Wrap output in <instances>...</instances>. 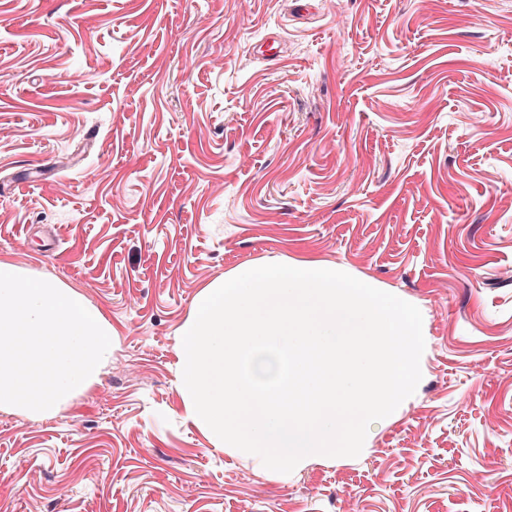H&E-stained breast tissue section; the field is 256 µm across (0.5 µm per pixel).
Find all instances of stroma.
Here are the masks:
<instances>
[{
	"mask_svg": "<svg viewBox=\"0 0 512 512\" xmlns=\"http://www.w3.org/2000/svg\"><path fill=\"white\" fill-rule=\"evenodd\" d=\"M276 256L426 333L360 455L285 478L176 369L199 291ZM0 258L112 324L88 393L0 415V512H512V0H0Z\"/></svg>",
	"mask_w": 512,
	"mask_h": 512,
	"instance_id": "obj_1",
	"label": "stroma"
}]
</instances>
